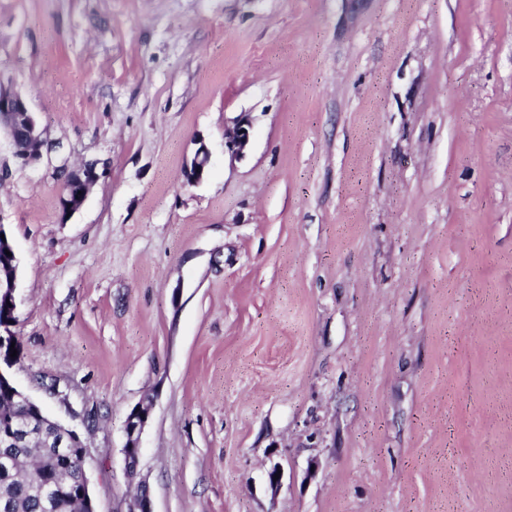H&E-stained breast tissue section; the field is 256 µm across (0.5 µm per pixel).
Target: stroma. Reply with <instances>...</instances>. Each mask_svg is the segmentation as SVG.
Here are the masks:
<instances>
[{"label": "stroma", "mask_w": 512, "mask_h": 512, "mask_svg": "<svg viewBox=\"0 0 512 512\" xmlns=\"http://www.w3.org/2000/svg\"><path fill=\"white\" fill-rule=\"evenodd\" d=\"M0 83L57 145L0 130L12 373L98 512H512V0H0ZM250 141V124L247 119H241L229 134H224V151L232 157L243 155ZM209 150L205 144H199V147L196 149L194 157L187 164L186 171L190 176V181H184L186 185H195L198 184L207 173L208 164H209ZM78 170L81 175L78 179H73L69 187H67L65 181V187L63 186V199L62 206L67 212H75L83 205L88 188L99 179V174L96 171L94 165H85ZM81 191V194H78ZM150 412V406L142 404L134 408L125 421L124 432L126 442L124 454L126 469L131 476L137 474L141 436L148 424Z\"/></svg>", "instance_id": "obj_1"}]
</instances>
